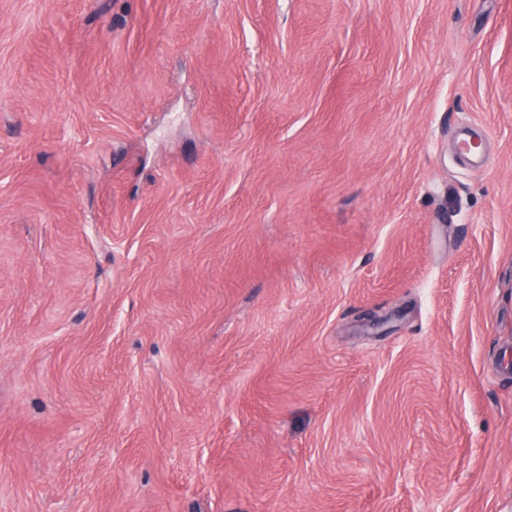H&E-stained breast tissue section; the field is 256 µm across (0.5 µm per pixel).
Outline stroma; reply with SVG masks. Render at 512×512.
Segmentation results:
<instances>
[{"label":"stroma","instance_id":"obj_1","mask_svg":"<svg viewBox=\"0 0 512 512\" xmlns=\"http://www.w3.org/2000/svg\"><path fill=\"white\" fill-rule=\"evenodd\" d=\"M0 512H512V0H0Z\"/></svg>","mask_w":512,"mask_h":512}]
</instances>
